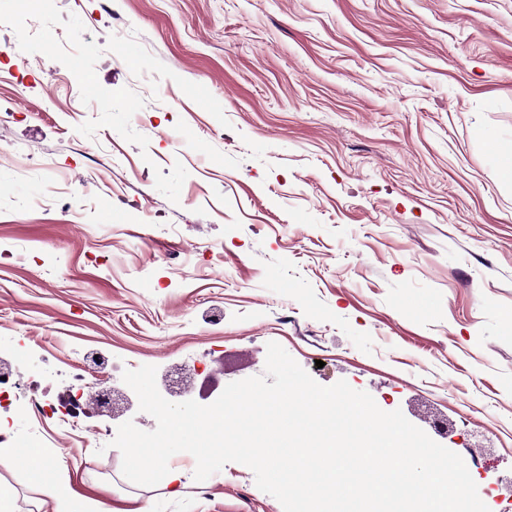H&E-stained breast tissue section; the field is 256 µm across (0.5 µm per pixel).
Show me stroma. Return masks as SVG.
I'll use <instances>...</instances> for the list:
<instances>
[{"instance_id": "1", "label": "stroma", "mask_w": 512, "mask_h": 512, "mask_svg": "<svg viewBox=\"0 0 512 512\" xmlns=\"http://www.w3.org/2000/svg\"><path fill=\"white\" fill-rule=\"evenodd\" d=\"M0 356L42 377L98 354L121 418L0 453L15 512L60 487L131 512H283L245 465L182 495L113 447L154 430L125 370L280 344L464 456L512 512V0H0ZM477 449L468 458V449Z\"/></svg>"}]
</instances>
